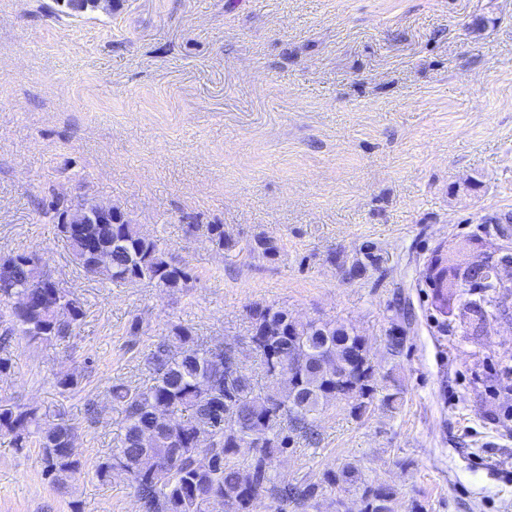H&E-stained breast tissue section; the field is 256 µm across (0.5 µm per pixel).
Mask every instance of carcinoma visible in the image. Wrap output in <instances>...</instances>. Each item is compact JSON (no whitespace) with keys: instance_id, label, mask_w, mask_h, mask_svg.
Masks as SVG:
<instances>
[{"instance_id":"1","label":"carcinoma","mask_w":512,"mask_h":512,"mask_svg":"<svg viewBox=\"0 0 512 512\" xmlns=\"http://www.w3.org/2000/svg\"><path fill=\"white\" fill-rule=\"evenodd\" d=\"M56 14L81 18L100 11L97 0H55ZM94 202L71 208L54 197L41 206L51 215L68 245L72 261L99 281L150 285L182 292L192 270L173 261L166 244L149 235L119 207L118 224H89ZM222 255L239 241L222 224H190ZM278 241L259 236L250 251L273 259ZM377 255L368 244L353 256L350 267L364 274ZM465 299L466 309L483 308L482 295L461 294L448 278V299ZM86 315L85 304L47 268L36 253L0 252V379L11 376L15 339L30 345L65 342L76 336ZM252 334L246 346L211 343L192 328L173 324L144 353L149 380L132 385L119 380L109 395L121 414L118 445L96 467V476L110 481L124 476L140 512H255L261 499L292 504L301 512L318 509L323 498L352 487L361 488L359 512H393L397 492L385 482L362 484L359 469L342 463L317 476L295 482L276 477V463L286 452L291 434L319 443L317 416L335 402L346 403L356 416L374 401L393 412L402 405L397 385L378 390L369 349L354 329L333 321L292 318L285 309L250 308ZM259 362L271 380L268 390L256 389L247 361ZM84 374L76 368L55 374L62 392L78 389ZM188 411L177 419L178 409ZM37 405L0 397V434L17 449L37 438L43 474L56 484L82 474L76 453L77 436L64 419L48 420ZM243 448L250 457L240 458Z\"/></svg>"}]
</instances>
